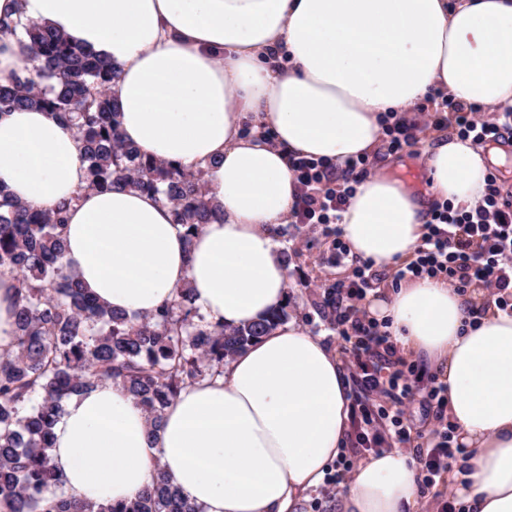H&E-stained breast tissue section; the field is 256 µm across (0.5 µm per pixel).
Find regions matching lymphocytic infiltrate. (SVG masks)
Returning <instances> with one entry per match:
<instances>
[{"label": "lymphocytic infiltrate", "instance_id": "1", "mask_svg": "<svg viewBox=\"0 0 512 512\" xmlns=\"http://www.w3.org/2000/svg\"><path fill=\"white\" fill-rule=\"evenodd\" d=\"M454 121L459 136L482 146L512 137V110L493 120L449 100H441L428 122L438 127ZM368 157L347 160L337 167L326 159L295 158L294 218L302 227H321L338 258H352L351 276L322 285L330 326L348 370L353 399L351 452L363 453L413 445L422 469L421 492L443 483L461 448L453 442L454 426L447 415L448 386L437 373L409 361L394 339L389 322L368 317L364 302L384 279H441L457 293L481 288L486 303L512 315V204L505 202L496 174L486 179L482 204L471 210L434 204L425 215L424 233L412 261L386 272L369 260L351 255L343 237V214L356 186L369 172ZM426 411V427L415 426L407 411L413 405Z\"/></svg>", "mask_w": 512, "mask_h": 512}]
</instances>
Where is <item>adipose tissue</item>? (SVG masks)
<instances>
[{
	"instance_id": "ef3b65f1",
	"label": "adipose tissue",
	"mask_w": 512,
	"mask_h": 512,
	"mask_svg": "<svg viewBox=\"0 0 512 512\" xmlns=\"http://www.w3.org/2000/svg\"><path fill=\"white\" fill-rule=\"evenodd\" d=\"M21 16L118 65L110 91L141 155L205 172L214 217L188 242L155 196L89 188L72 124L36 108L0 115V186L66 206L67 263L99 303L129 315L185 286L207 321L259 320L287 300L277 232L293 220L292 158L341 166L373 155L385 116L437 90L488 115L512 108V0H0V23ZM425 135L435 196L481 205L501 149ZM425 213L403 182L371 174L344 237L376 265L406 264ZM480 299L426 278L386 287L365 308L448 385V416L471 453L453 477L460 502L512 512V316L490 305L465 324ZM349 414L335 350L291 320L227 361L222 378L182 391L157 433L121 383L72 396L52 457L94 502L134 500L159 462L202 512H296L339 457ZM417 492L411 458L385 450L352 473L343 512H402Z\"/></svg>"
}]
</instances>
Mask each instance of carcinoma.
I'll return each instance as SVG.
<instances>
[{"label":"carcinoma","instance_id":"carcinoma-1","mask_svg":"<svg viewBox=\"0 0 512 512\" xmlns=\"http://www.w3.org/2000/svg\"><path fill=\"white\" fill-rule=\"evenodd\" d=\"M36 65L0 83V113L40 108L75 125L89 188H128L166 201L190 240L213 216L200 168L145 159L124 139L110 95L117 66L44 23L3 24ZM66 209L37 208L0 188V273L16 277V336L0 353V512H202L160 466L132 502H89L52 463L66 401L119 381L156 428L180 392L224 375V363L288 320L287 307L242 327L210 324L187 288L144 316L91 298L64 261Z\"/></svg>","mask_w":512,"mask_h":512}]
</instances>
